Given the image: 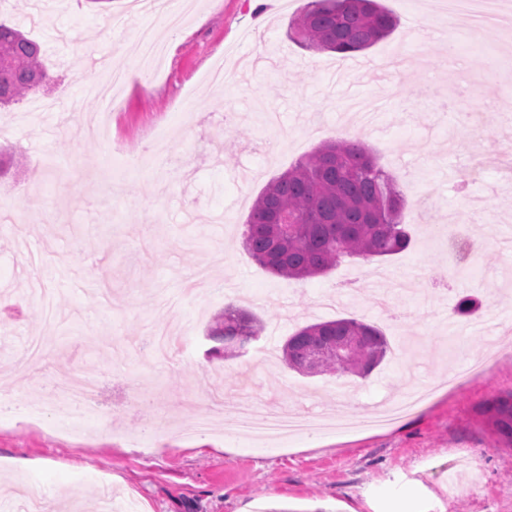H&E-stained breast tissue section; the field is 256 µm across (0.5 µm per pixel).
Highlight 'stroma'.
I'll list each match as a JSON object with an SVG mask.
<instances>
[{
  "instance_id": "1",
  "label": "stroma",
  "mask_w": 512,
  "mask_h": 512,
  "mask_svg": "<svg viewBox=\"0 0 512 512\" xmlns=\"http://www.w3.org/2000/svg\"><path fill=\"white\" fill-rule=\"evenodd\" d=\"M182 22L151 73L131 64L139 33L160 17L141 0H0V21L39 43L52 84L0 112V512H512V444L495 405L512 392V77H486L512 58V32L469 33L433 0H380L394 31L348 74L340 54L289 36L308 0H177ZM461 56L447 62L448 43ZM129 71L106 132L85 123L96 62ZM224 72L214 88L208 72ZM58 111H32L33 101ZM497 133L482 150L473 126ZM351 135L403 193L412 241L401 253L349 258L303 280L271 274L245 250L246 220L268 183L318 145ZM145 167L119 184L123 158ZM86 177L60 180L46 160ZM434 192L435 210L422 197ZM462 213L481 244L471 274L452 279L430 229ZM434 287L421 288L422 274ZM481 293L462 318L458 299ZM176 299L167 315L164 300ZM264 330L241 355L207 359L227 303ZM355 317L378 326L386 358L364 379L303 376L281 360L298 327ZM168 323L191 359L155 363L137 339ZM482 375L436 394L413 414L358 434L326 430L258 440L218 423L194 430L216 404L335 417L440 382L464 355ZM85 372L103 391L80 428L54 388ZM148 397L166 426L133 412ZM24 457L25 472L10 461Z\"/></svg>"
}]
</instances>
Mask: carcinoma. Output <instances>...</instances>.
I'll return each mask as SVG.
<instances>
[{
  "mask_svg": "<svg viewBox=\"0 0 512 512\" xmlns=\"http://www.w3.org/2000/svg\"><path fill=\"white\" fill-rule=\"evenodd\" d=\"M395 19L377 0H310L291 22L294 40L307 48L344 56L366 50L388 36ZM39 45L20 29L0 22V106H8L49 84ZM405 201L393 178L359 142L323 143L273 179L254 201L244 246L270 272L305 279L324 274L345 258L372 259L401 253L411 244L403 223ZM482 306L476 295L457 304L462 316ZM263 331L244 309L224 307L209 336L224 348L246 347ZM389 351L377 326L356 318L305 325L282 347L284 364L314 374L366 377ZM496 428L512 443V398L500 403Z\"/></svg>",
  "mask_w": 512,
  "mask_h": 512,
  "instance_id": "carcinoma-1",
  "label": "carcinoma"
}]
</instances>
